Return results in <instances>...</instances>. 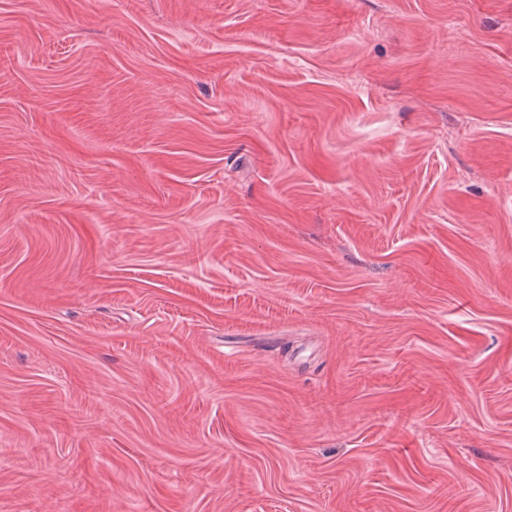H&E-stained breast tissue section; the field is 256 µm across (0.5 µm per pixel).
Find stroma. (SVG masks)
Instances as JSON below:
<instances>
[{"label": "stroma", "instance_id": "1", "mask_svg": "<svg viewBox=\"0 0 512 512\" xmlns=\"http://www.w3.org/2000/svg\"><path fill=\"white\" fill-rule=\"evenodd\" d=\"M0 512H512V0H0Z\"/></svg>", "mask_w": 512, "mask_h": 512}]
</instances>
